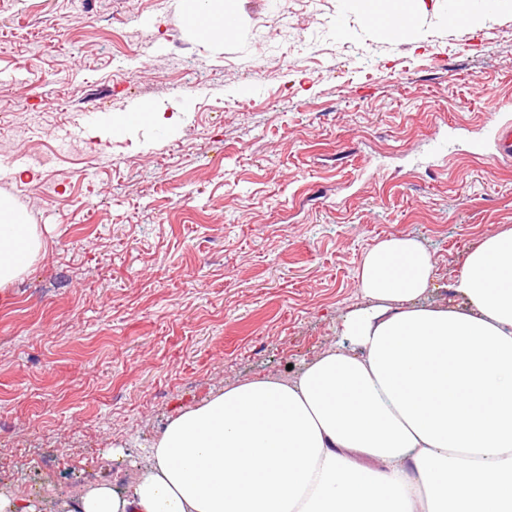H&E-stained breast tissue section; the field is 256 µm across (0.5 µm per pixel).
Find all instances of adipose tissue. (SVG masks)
<instances>
[{
    "label": "adipose tissue",
    "mask_w": 512,
    "mask_h": 512,
    "mask_svg": "<svg viewBox=\"0 0 512 512\" xmlns=\"http://www.w3.org/2000/svg\"><path fill=\"white\" fill-rule=\"evenodd\" d=\"M415 21L427 0H354ZM223 0H191L193 31L224 37ZM44 247L0 196V287ZM425 247L390 237L356 279L364 307L292 379L224 387L170 418L135 477L80 490L79 512H512V227L487 235L427 305Z\"/></svg>",
    "instance_id": "obj_1"
}]
</instances>
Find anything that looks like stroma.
<instances>
[{"label":"stroma","mask_w":512,"mask_h":512,"mask_svg":"<svg viewBox=\"0 0 512 512\" xmlns=\"http://www.w3.org/2000/svg\"><path fill=\"white\" fill-rule=\"evenodd\" d=\"M185 9L0 0V194L45 243L0 288V486L40 512L128 483L112 445L142 459L177 411L335 343L380 240H419L454 307L512 227V163L426 166L439 126L512 119L511 11L474 29L438 0L390 39L348 0H235L212 43Z\"/></svg>","instance_id":"obj_1"}]
</instances>
